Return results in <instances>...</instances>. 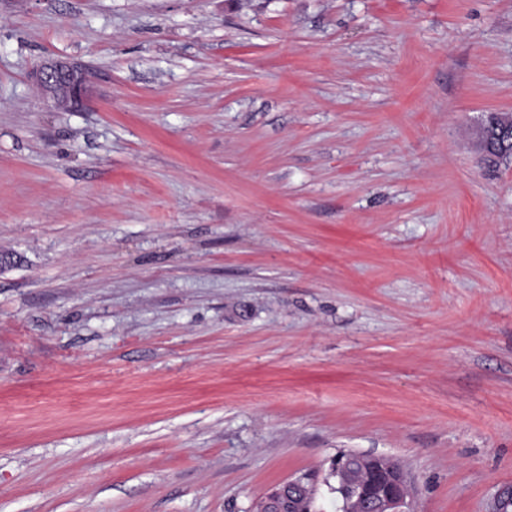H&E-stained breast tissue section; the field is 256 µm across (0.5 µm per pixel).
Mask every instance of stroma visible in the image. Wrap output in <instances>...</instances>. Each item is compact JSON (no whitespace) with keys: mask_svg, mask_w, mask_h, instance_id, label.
Returning a JSON list of instances; mask_svg holds the SVG:
<instances>
[{"mask_svg":"<svg viewBox=\"0 0 512 512\" xmlns=\"http://www.w3.org/2000/svg\"><path fill=\"white\" fill-rule=\"evenodd\" d=\"M90 95L58 111L42 59ZM512 0H0V512H254L357 452L512 485ZM33 78L58 109L76 107L88 97L85 68L80 63L47 59L36 64ZM488 123L482 139L483 148L479 147L484 160L492 166L508 164L512 161V129L502 128L496 116L487 115ZM302 486L305 488L310 503L316 501L318 493V476L316 474L303 473L292 476L288 480L275 485L267 490L262 499L259 512H286L285 491L288 488Z\"/></svg>","mask_w":512,"mask_h":512,"instance_id":"35a3bbf8","label":"stroma"}]
</instances>
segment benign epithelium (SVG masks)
Returning <instances> with one entry per match:
<instances>
[{"label": "benign epithelium", "mask_w": 512, "mask_h": 512, "mask_svg": "<svg viewBox=\"0 0 512 512\" xmlns=\"http://www.w3.org/2000/svg\"><path fill=\"white\" fill-rule=\"evenodd\" d=\"M33 78L59 109L76 107L88 97L85 68L80 63L47 59L36 64ZM354 469L357 473L349 485L344 512H411L413 487L393 459L338 455L331 460L329 475L345 478ZM295 486L305 488L309 502L316 501L318 476L303 473L268 489L259 512H293V507L285 504V491Z\"/></svg>", "instance_id": "benign-epithelium-1"}]
</instances>
